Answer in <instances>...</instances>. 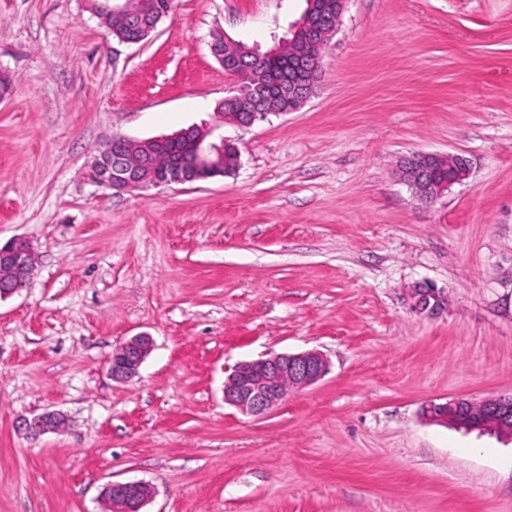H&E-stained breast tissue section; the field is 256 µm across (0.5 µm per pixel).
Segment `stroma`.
<instances>
[{"instance_id":"35a3bbf8","label":"stroma","mask_w":512,"mask_h":512,"mask_svg":"<svg viewBox=\"0 0 512 512\" xmlns=\"http://www.w3.org/2000/svg\"><path fill=\"white\" fill-rule=\"evenodd\" d=\"M305 6L176 0L127 44L87 0H0V245L37 261L0 299V512H102L139 479L147 512H512V440L421 417L512 394V0H347L300 110L220 121L214 35L264 50ZM192 125L235 173L86 181L109 138ZM423 152L469 161L431 204L398 174ZM140 333L139 377L112 381ZM310 349L321 381L261 418L225 405L237 363ZM50 410L65 428L19 431ZM414 310L423 315L433 316L445 305L444 292L433 286L422 284L412 291ZM153 340L147 334H138L121 343L112 355L109 374L113 381L130 383L139 376L140 368L150 355Z\"/></svg>"}]
</instances>
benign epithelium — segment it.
<instances>
[{"instance_id":"7a95c632","label":"benign epithelium","mask_w":512,"mask_h":512,"mask_svg":"<svg viewBox=\"0 0 512 512\" xmlns=\"http://www.w3.org/2000/svg\"><path fill=\"white\" fill-rule=\"evenodd\" d=\"M129 4H112L104 0L92 9L101 20L129 14ZM341 12L304 11L300 20L292 27L288 44V58L293 60L294 75L288 78V99L294 102L290 111H295L311 96L315 74L321 68V60H315L301 49L311 45L319 49L329 44L337 31ZM244 98L256 95L277 94L279 90L271 83L250 85V68L235 75ZM128 142L126 137L114 136L104 146L86 171L87 180L104 189L115 191H143L149 188L166 187L190 182V177H199L198 170L219 165L210 159L214 151L224 158V146L232 144L223 140L222 145H211L198 149L193 173L174 169L164 177H146L138 165H131L118 146ZM448 165V180L438 182L432 177L433 165ZM468 160L457 154L441 155L420 153L405 158L399 167L401 179L412 190L415 197L425 203L435 202L448 188L466 179ZM36 271V258L31 243L17 237L0 246V298L15 294L28 287ZM413 308L423 315L433 316L445 305L444 292L427 284L412 291ZM153 340L147 334H138L121 343L112 355L109 374L112 380L130 383L139 376L140 368L150 355ZM329 370V362L318 350L298 353H274L267 357L238 363L224 380V404L235 408L243 415L260 418L278 408L288 400L290 393L305 389L320 381ZM423 417L436 424L446 425L454 421L464 423L472 430H502L512 434V394L487 398L480 403L466 399H454L444 403L430 402L422 411ZM63 417L58 413H43L25 423L26 433L37 437L58 429ZM155 487L143 480L113 482L107 486L105 497L109 499V512H144V507L154 498Z\"/></svg>"}]
</instances>
